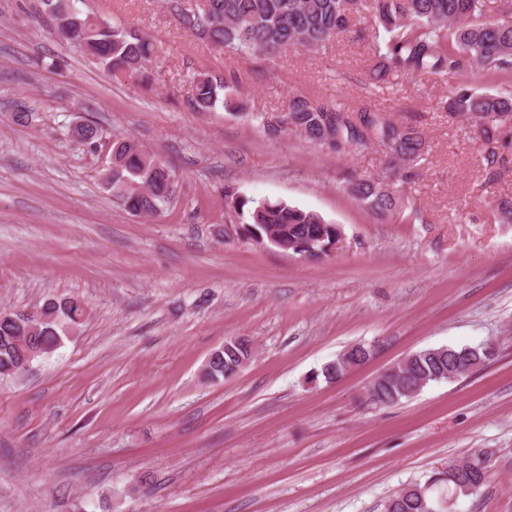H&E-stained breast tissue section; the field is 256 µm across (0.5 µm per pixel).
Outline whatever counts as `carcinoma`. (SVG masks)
<instances>
[{"mask_svg": "<svg viewBox=\"0 0 512 512\" xmlns=\"http://www.w3.org/2000/svg\"><path fill=\"white\" fill-rule=\"evenodd\" d=\"M80 0H43L56 26L69 28L73 43L85 49L114 76L152 81L150 65L158 48L137 31L106 19L83 14ZM373 15L375 63L370 84L393 76L422 74L467 76L489 70L512 73V0H499L500 18L484 20V0H204L197 10L181 12L184 27L211 44L238 55L270 57L294 46L318 51L346 31L350 17ZM234 84L220 75L198 74L192 82L191 104L198 112L223 108L242 110ZM450 118H463L486 145L488 179L497 178L495 146L499 133L512 128V90L478 94L464 82L448 97ZM288 129L306 141L338 153L384 148L387 175L352 176L348 192L366 209L386 217L401 215L403 196L393 189L410 178V168L426 154V141L415 128L399 125L386 113L369 108L357 112L333 104L294 96L285 117ZM81 145L94 146L100 131L91 123L72 129ZM107 189L134 216H161L175 199L176 175L128 138L112 140L111 165L104 177ZM241 224L275 227L282 240L311 258L326 254L323 246L337 235L336 225L315 212L284 201H255L232 196ZM84 300L50 299L40 313L23 318L0 312V377L26 350L38 356L53 353L63 341L65 326L85 317ZM250 344L241 338L213 353L207 374L226 377L241 368ZM496 356L494 344L440 346L418 350L377 375L366 390L365 402L394 405L426 385L478 370ZM371 350L356 344L345 350L320 375L339 382L347 372L365 364ZM487 455L481 451L464 461H450L425 482L404 487L385 503V512H450L461 496L476 495L488 480Z\"/></svg>", "mask_w": 512, "mask_h": 512, "instance_id": "cac0c4a2", "label": "carcinoma"}]
</instances>
